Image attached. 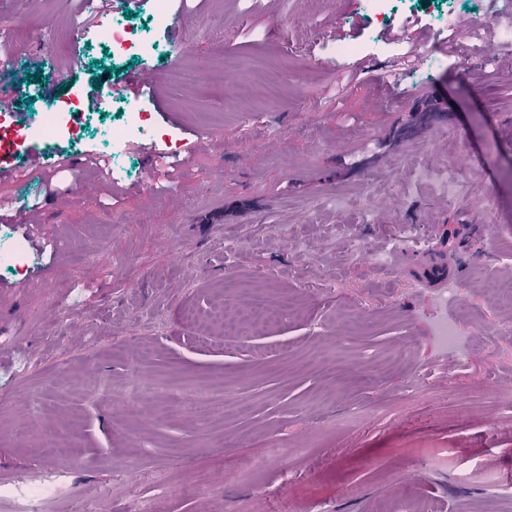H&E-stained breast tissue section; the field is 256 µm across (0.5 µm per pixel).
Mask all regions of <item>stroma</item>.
Instances as JSON below:
<instances>
[{"label": "stroma", "instance_id": "35a3bbf8", "mask_svg": "<svg viewBox=\"0 0 512 512\" xmlns=\"http://www.w3.org/2000/svg\"><path fill=\"white\" fill-rule=\"evenodd\" d=\"M168 2L113 8L151 45L116 56L77 0H0V117L64 124L0 154V512H512V0ZM133 110L158 139L113 146ZM204 382L249 413L196 427Z\"/></svg>", "mask_w": 512, "mask_h": 512}]
</instances>
